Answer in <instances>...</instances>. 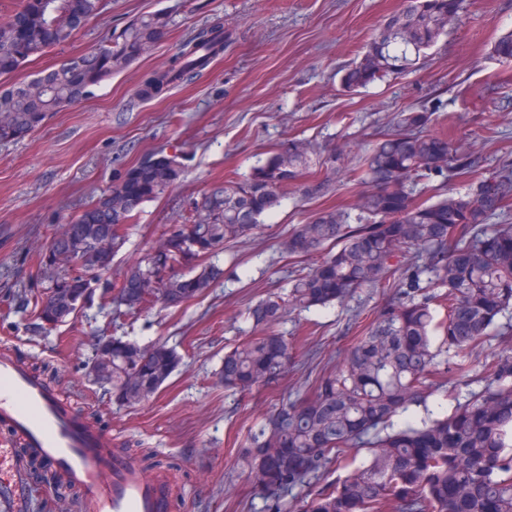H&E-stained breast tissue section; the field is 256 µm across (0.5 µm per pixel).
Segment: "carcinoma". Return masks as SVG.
Returning <instances> with one entry per match:
<instances>
[{
    "instance_id": "cac0c4a2",
    "label": "carcinoma",
    "mask_w": 512,
    "mask_h": 512,
    "mask_svg": "<svg viewBox=\"0 0 512 512\" xmlns=\"http://www.w3.org/2000/svg\"><path fill=\"white\" fill-rule=\"evenodd\" d=\"M457 0H403L384 18L364 52L344 70L341 85L355 92L416 64L458 20ZM101 0H17L0 17V77L19 71L32 57L66 44L75 30L100 15ZM163 13L140 17L91 54H74L54 69L0 91V142L40 126L49 113L83 101L92 89L127 68L168 30ZM495 55L512 61V32L494 44ZM224 53V23L195 29L172 62L139 86L150 100L196 78ZM433 113L410 110L398 116L399 130L370 148L357 203L360 216L338 207L315 213L288 231L290 256L320 258L294 279L287 297H268L248 309L257 330L224 353L220 380L240 392L282 379L291 358L288 339L273 330L287 309L342 303L359 288H383L384 301L339 364L325 368L312 393L282 404L251 435L240 462L268 502L267 512L286 508L283 496L312 486L304 512H512V350L493 358L476 378L480 389L448 413L393 429V418L426 404L429 390L449 371L463 376L490 336L512 343V323L498 319L512 310V226L492 217L512 204V163L505 162L464 194L429 182L448 165L471 168L451 141L430 133ZM309 147L300 141L274 148L242 181L211 189L194 203L183 224L162 227L164 253H146L112 287L116 316L160 304L184 303L187 287L200 295L224 270L199 261L227 244L249 237L263 217L290 192L323 194L327 181L306 182ZM179 163L164 154L140 159L81 215L67 222L46 245L75 254L84 263L54 265L41 257L52 285L35 300L37 318L52 326L91 300L94 284L112 268L136 210L173 185ZM112 242L114 250L106 248ZM118 357L102 381L112 395L133 391L153 396L179 364V355L160 344L140 349L112 336ZM363 450L365 463L334 482H321L349 451ZM21 463L58 497L74 494L30 456Z\"/></svg>"
}]
</instances>
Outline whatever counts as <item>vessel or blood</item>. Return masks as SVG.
I'll use <instances>...</instances> for the list:
<instances>
[{
	"label": "vessel or blood",
	"mask_w": 512,
	"mask_h": 512,
	"mask_svg": "<svg viewBox=\"0 0 512 512\" xmlns=\"http://www.w3.org/2000/svg\"><path fill=\"white\" fill-rule=\"evenodd\" d=\"M0 464L8 486L20 487L22 469L11 463L12 443L57 469L82 494L81 512H170V479L118 450L110 432L65 406L39 376L9 352L0 353Z\"/></svg>",
	"instance_id": "1"
}]
</instances>
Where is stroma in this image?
Segmentation results:
<instances>
[{"instance_id": "35a3bbf8", "label": "stroma", "mask_w": 512, "mask_h": 512, "mask_svg": "<svg viewBox=\"0 0 512 512\" xmlns=\"http://www.w3.org/2000/svg\"><path fill=\"white\" fill-rule=\"evenodd\" d=\"M102 14L47 50L14 76L22 81L63 57L95 52L112 32L141 16L163 12L166 35L82 103L52 113L19 140L0 142V349L29 369L51 363L52 388L92 425L111 431L118 447L177 460L170 472L172 512H265V501L238 460L251 431L284 401L308 391L307 354L349 348L357 336L352 315L368 324L381 289L363 288L351 300L294 311L279 333L293 340V367L279 383L239 392L224 389L217 373L224 354L253 324L248 309L286 293L293 272L310 260L281 248L288 229L329 207L353 208L364 186V159L372 143L397 128L399 112L426 109L434 132L451 139L473 161L470 172L448 169V189L467 192L512 161V62L493 53L512 31V0H464L459 24L404 73L344 92L340 78L379 21L402 0H102ZM222 20L223 54L201 76L143 101L139 83L169 64L196 28ZM291 140L311 146L326 194H289L264 217L261 233L226 246L212 258L223 278L176 307L113 319L107 300L83 304L51 329H41L33 306L10 292H46L51 280L40 256L59 222L80 214L149 153L176 157L179 180L145 202L107 274L125 271L158 241L163 225L182 223L195 200L213 187L248 175L266 151ZM343 158L320 167L329 149ZM116 336L139 347L158 343L182 361L160 390L134 405H117L111 390L88 378L96 337ZM467 393L445 374L426 407L409 417L440 415Z\"/></svg>"}]
</instances>
